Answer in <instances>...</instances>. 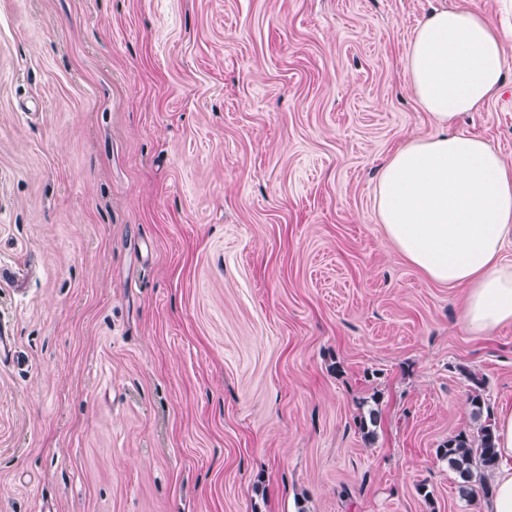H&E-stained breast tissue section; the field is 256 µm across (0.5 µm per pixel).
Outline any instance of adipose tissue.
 <instances>
[{
  "label": "adipose tissue",
  "instance_id": "1",
  "mask_svg": "<svg viewBox=\"0 0 512 512\" xmlns=\"http://www.w3.org/2000/svg\"><path fill=\"white\" fill-rule=\"evenodd\" d=\"M505 31L470 8L430 13L405 59L410 87L438 129L386 160L375 192L394 247L432 281L467 290L462 320L477 335L512 324V166L488 141L447 128L501 88ZM495 493L482 512H512V407L496 419Z\"/></svg>",
  "mask_w": 512,
  "mask_h": 512
}]
</instances>
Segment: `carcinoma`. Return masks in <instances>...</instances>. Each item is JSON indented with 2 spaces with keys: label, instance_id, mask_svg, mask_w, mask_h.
<instances>
[{
  "label": "carcinoma",
  "instance_id": "cac0c4a2",
  "mask_svg": "<svg viewBox=\"0 0 512 512\" xmlns=\"http://www.w3.org/2000/svg\"><path fill=\"white\" fill-rule=\"evenodd\" d=\"M470 382L467 402L476 430L459 432L448 437L438 448L436 456L448 463V469L454 474L458 496L470 502L477 497L490 499L493 493L492 476L497 468L495 444V425L484 416L486 397L484 381L477 375H466ZM365 409L357 416V425L364 437L371 441L375 438L380 413L374 405L364 402Z\"/></svg>",
  "mask_w": 512,
  "mask_h": 512
}]
</instances>
